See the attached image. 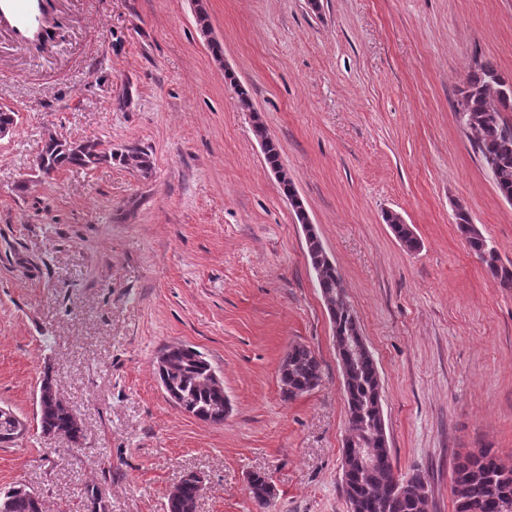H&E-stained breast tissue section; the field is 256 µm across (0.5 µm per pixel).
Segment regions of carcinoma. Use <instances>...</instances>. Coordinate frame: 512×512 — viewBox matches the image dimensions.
Here are the masks:
<instances>
[{
    "label": "carcinoma",
    "mask_w": 512,
    "mask_h": 512,
    "mask_svg": "<svg viewBox=\"0 0 512 512\" xmlns=\"http://www.w3.org/2000/svg\"><path fill=\"white\" fill-rule=\"evenodd\" d=\"M493 63L486 61L469 71L457 103L460 123L472 134L474 151L495 179L501 197L512 198V126L503 113L512 112V82ZM257 136L265 144V160L273 170L282 169L279 153L273 140L261 125H256ZM112 160L95 142H86L78 149H65L57 140L48 139L39 156L46 174L64 167L93 168ZM400 244L409 252L420 247V241L411 225L393 211L384 214ZM456 227L465 239L469 251L480 261L490 278L501 288H512V268L501 262L500 256L483 234L471 224L469 215L460 208L456 212ZM306 241L310 265L316 269L318 288L322 296L330 297L333 307L328 309L336 345L360 330L350 302L336 300L344 290L343 279L336 265L322 258V243L314 225L307 228ZM169 369L162 377L167 391L176 394L186 412L212 424L224 423V398L212 387L206 376L204 358L195 349L184 346L168 351ZM280 382L285 399H293L316 388L322 379V366L317 356L307 347L289 348L281 363ZM348 407V424L365 443L369 463L365 467L350 466L341 472L346 477L343 488L349 512H429L431 489L427 476L415 470L401 478L394 473L392 451L380 430L377 402L381 400V382L373 355L358 358L348 374L342 375ZM37 427L45 438L68 434L74 442L82 438V430L74 427L71 413L51 400L37 401ZM452 471L461 481L452 489L456 512H463L466 504L476 506L477 512H496L494 498L512 496V469L505 471L498 464L496 452L487 448L479 456L465 455L455 459ZM405 487L395 490L396 483ZM247 490L261 508L271 495L268 477L252 473L247 479ZM200 487L195 475L181 480L180 494L167 498V512H188L194 505ZM86 512H109V505L94 487L85 491ZM0 512H42V501L35 492L20 493L16 486L0 489Z\"/></svg>",
    "instance_id": "1"
}]
</instances>
